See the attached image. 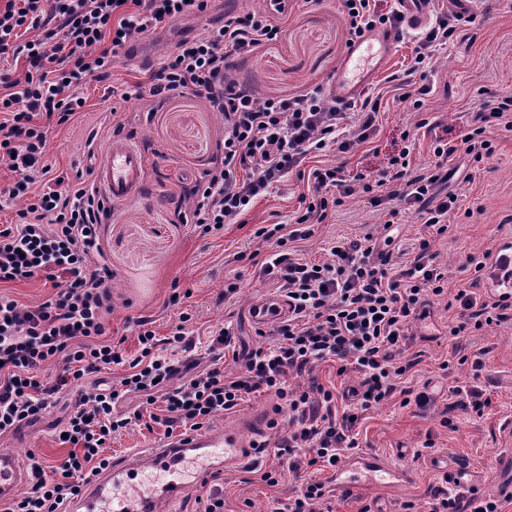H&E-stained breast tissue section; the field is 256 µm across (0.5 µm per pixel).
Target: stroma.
Wrapping results in <instances>:
<instances>
[{
    "label": "stroma",
    "mask_w": 512,
    "mask_h": 512,
    "mask_svg": "<svg viewBox=\"0 0 512 512\" xmlns=\"http://www.w3.org/2000/svg\"><path fill=\"white\" fill-rule=\"evenodd\" d=\"M472 16L459 23L448 46L436 53L427 82L431 92L423 112L411 102L400 101L399 85L392 74L403 73L410 63L413 43H397L388 61L374 74L366 94L380 101L379 126L374 148L361 147L354 154L330 151L321 156L324 164H346L350 172L373 178L382 176L389 154L399 148L401 134L416 131L413 163L426 167L430 147L437 138L464 139L472 129L477 92L512 93V0H473ZM349 40L341 0H290L284 30L275 41L264 43L253 55L238 60L235 76L261 95H291L303 89L325 85L336 71ZM148 69L136 60L121 59L114 66L110 85L89 83L82 89L86 108L74 125L56 128L49 134L47 160L56 170L75 174L90 134L106 141L110 130L101 122L110 110H117L125 124L124 136L141 149L149 164L147 182L141 193L113 204L100 237L105 257L112 269L113 309L111 325L124 336L125 356L137 351L136 321L151 319L159 336H167L180 312L192 317L193 337L209 343L212 334L231 326L238 347L253 348L263 342L248 312L253 303L276 290L275 281L262 276L250 253L264 251V243L254 240L258 224L293 223L299 209L298 198L306 193V181L288 174L270 195L258 199L241 224H228L223 234L203 236L179 217L183 199L195 176L209 168L218 154L220 116L201 99L187 94L167 99L147 109L139 85ZM429 120L418 127L419 117ZM495 154L487 166L479 167L461 154L448 161L454 173L449 193L457 197V208L448 215L449 236L433 239L431 250L448 270V286H468L470 271L464 270L467 254L493 252L500 244H512V130L497 129ZM473 217H465V210ZM392 238V252L411 251L426 229L417 214L406 211L401 223L385 226L379 211L354 193L340 207L334 223L315 226L309 239L298 242L301 258L329 259L332 243L355 239L364 233ZM246 260L234 261L237 252ZM239 276L240 290L233 299L224 297V280ZM190 290L181 306H169L173 287ZM430 318L414 322L408 355H419L420 363L408 387L428 393L432 404L424 409L403 407L391 402L368 414L360 429V450L377 455L389 465L408 470L409 484L390 490L370 489L350 497L329 495L320 501L322 512H358L365 504L376 512H402L413 502V512H429L430 495L441 485L444 473L432 460L445 457L468 464L478 472L487 496L504 498V486L512 476L500 469V426L512 419V325L494 327L464 340L466 354L483 351L484 367L473 375L470 364L453 357V340L448 323L453 315L444 300H428ZM124 366L102 371L99 379L118 380ZM96 379V380H99ZM96 380L76 382L61 393L54 406L25 431L0 435V451L27 458L36 454L53 464L66 453L57 441L78 392H92ZM476 382L489 397L482 416L456 409L454 387ZM451 417L453 428L443 427ZM274 453L260 457L253 468L231 467L216 473L165 512H204L214 490L224 494V512H274L277 500L287 499L309 482L330 483L332 469L304 470L289 474L276 487L261 482L263 471L275 467Z\"/></svg>",
    "instance_id": "stroma-1"
}]
</instances>
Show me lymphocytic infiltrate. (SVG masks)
I'll list each match as a JSON object with an SVG mask.
<instances>
[{
    "mask_svg": "<svg viewBox=\"0 0 512 512\" xmlns=\"http://www.w3.org/2000/svg\"><path fill=\"white\" fill-rule=\"evenodd\" d=\"M343 4L354 39L378 26L398 27L402 20L399 11L378 12L373 0ZM422 4L433 21L414 38L415 72L429 67L459 19L439 10L437 0ZM213 7L214 0H0V165L13 174L0 185V201L20 205L16 222L0 226V285L40 279L52 290L34 307L0 295V435L40 420L75 381L114 365L127 367L118 383L78 395L76 411L63 426L67 456L54 465L32 458L29 487L5 512H66L89 478L108 466L102 449L112 436L140 423L149 430L162 426L168 436L178 428L194 431L236 412L258 391L283 401L289 414L288 434L276 444L281 468L264 472V482L275 487L285 472L337 466L358 449L357 429L371 409L395 398L404 407L431 404L427 393L405 385L417 365L404 356L409 329L425 315L427 297L446 299L457 310L448 326L457 340L512 322L511 303L477 299L469 288L449 293L448 272L430 248L431 238L451 231L448 214L456 197L435 192L446 179L445 164L458 153L476 163L493 157L491 130H512L510 92L480 99L469 135L458 143L437 139L427 167L413 165L415 133L405 131L403 147L387 162L390 190L342 165L310 170L312 191L293 229L275 223L253 232L269 246L261 272L278 283L289 315L273 327L267 344L246 353L238 375H227L215 360L190 373L186 359L197 345L185 312L163 338L148 320H138V352L124 359L112 340V270L98 231L112 208L92 181L53 172L46 161L48 133L74 124L86 104L81 87L109 80L121 50ZM285 10V0H269L261 13L221 14L211 37L179 39L149 72L148 102L190 93L221 115L222 153L185 197L184 221L203 234L217 235L240 222L255 200L309 159L330 149L351 153L376 132V105L336 103L318 87L261 97L231 77L235 58L278 37ZM7 60L24 61L21 74L5 69ZM35 170L44 178L42 186L34 184ZM358 188L389 224L405 208L418 214L427 235L408 267L398 266L371 233L335 242L326 261L294 253L292 242L334 220ZM50 361L57 372L41 379ZM327 361L337 374L360 373L359 385L342 391L323 385L314 370ZM292 376L307 378V385L290 387ZM135 394L146 405L163 403L162 414L148 416L143 408L117 412L119 402ZM430 512H503V504L479 494L464 501L438 486Z\"/></svg>",
    "mask_w": 512,
    "mask_h": 512,
    "instance_id": "1",
    "label": "lymphocytic infiltrate"
}]
</instances>
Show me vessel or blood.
<instances>
[{"label":"vessel or blood","mask_w":512,"mask_h":512,"mask_svg":"<svg viewBox=\"0 0 512 512\" xmlns=\"http://www.w3.org/2000/svg\"><path fill=\"white\" fill-rule=\"evenodd\" d=\"M395 30H379L353 40L325 87L329 99L346 102L358 96L389 57ZM86 168L108 202L125 200L143 189L147 180L144 154L127 138L110 137L104 148L89 147ZM501 297L512 302V247L500 246L492 277ZM252 323L266 329L288 317V303L278 294L258 301L249 312ZM254 451L235 426L191 431L176 439L125 455L92 477L71 502L67 512H159L198 487L208 474L252 462ZM405 472L364 455L336 473V491L362 493L369 485H394ZM28 479L17 456L0 452V502L12 500Z\"/></svg>","instance_id":"vessel-or-blood-1"}]
</instances>
